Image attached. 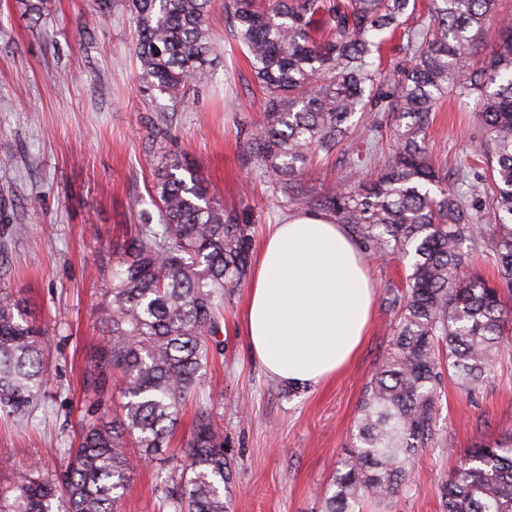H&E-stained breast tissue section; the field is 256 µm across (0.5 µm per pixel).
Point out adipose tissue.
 <instances>
[{"label":"adipose tissue","instance_id":"adipose-tissue-1","mask_svg":"<svg viewBox=\"0 0 512 512\" xmlns=\"http://www.w3.org/2000/svg\"><path fill=\"white\" fill-rule=\"evenodd\" d=\"M374 298L363 254L343 225L295 212L274 225L251 269L243 331L268 374L316 386L354 358Z\"/></svg>","mask_w":512,"mask_h":512}]
</instances>
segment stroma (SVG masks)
Instances as JSON below:
<instances>
[{
    "label": "stroma",
    "mask_w": 512,
    "mask_h": 512,
    "mask_svg": "<svg viewBox=\"0 0 512 512\" xmlns=\"http://www.w3.org/2000/svg\"><path fill=\"white\" fill-rule=\"evenodd\" d=\"M228 0H214L210 32L220 57L212 82L176 106L143 89L133 53L136 33L124 0L93 19V0H48L31 21L19 0H0V286L23 301L26 317L50 336V381L31 426L0 420V484L27 459L55 470L71 444L86 395L82 376L105 339L102 294L113 253L142 213H155L153 181L172 159L187 164L225 209L246 213L254 245L293 207L261 177L250 131L265 102L249 61L230 32ZM373 115L343 148L316 158L309 178L342 186L352 168L374 178L393 154L392 126L370 132ZM475 98L447 96L432 116L430 159L440 175L459 166L484 174L477 155ZM376 290L369 332L352 362L315 387L289 393L252 357L241 326L247 288L224 303V354L198 391L224 436L232 465L230 512H322L321 494L352 445L366 386L383 364L395 312L387 299L404 291L408 262L365 251ZM437 440L413 469L416 490L363 512H441L450 474L468 448L512 435V346L494 374L469 397L444 380ZM188 403L172 455L130 452L131 485L120 512H163L158 478L176 464L192 432Z\"/></svg>",
    "instance_id": "stroma-1"
}]
</instances>
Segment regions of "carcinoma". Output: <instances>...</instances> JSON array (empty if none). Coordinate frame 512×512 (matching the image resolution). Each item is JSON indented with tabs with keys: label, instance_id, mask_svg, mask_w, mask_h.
Here are the masks:
<instances>
[{
	"label": "carcinoma",
	"instance_id": "carcinoma-1",
	"mask_svg": "<svg viewBox=\"0 0 512 512\" xmlns=\"http://www.w3.org/2000/svg\"><path fill=\"white\" fill-rule=\"evenodd\" d=\"M135 26L144 86L186 104L211 79L217 54L210 0H125ZM411 0H231L236 41L267 94L266 120L251 149L260 174L301 209L319 207L347 224L365 247L410 258L407 288L390 299L398 323L387 358L366 386L354 448L324 493L323 512H361L413 490L411 468L437 435L443 370L457 388L478 392L501 349L512 342V18L495 0H432L431 18L407 33L410 65L385 72L383 34L402 28ZM499 43L482 68L465 73L466 50L491 27ZM483 99L480 153L492 180L485 211L471 210L480 186L461 175L440 184L428 162L429 115L442 96ZM358 112L390 116L396 149L374 181L339 190L299 187L314 154H332ZM159 223L135 225L112 267L101 309L106 329L93 393L77 439L52 472L14 463L0 490V512H118L129 486L127 449L166 452L179 414L194 398L218 339L224 299L241 287L252 254L250 225L211 200L179 161L153 185ZM489 246L494 285L462 275L464 245ZM49 338L0 289V414L18 425L33 417L49 381ZM126 399L111 415L104 395ZM232 471L212 410L198 408L183 458L161 478L171 512H229ZM442 512H512V437L466 451L448 481Z\"/></svg>",
	"mask_w": 512,
	"mask_h": 512
}]
</instances>
